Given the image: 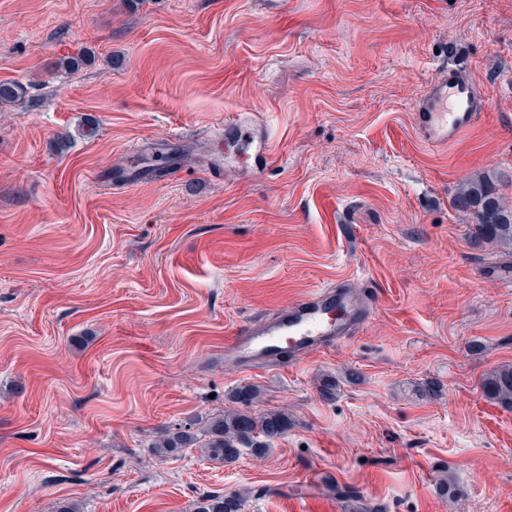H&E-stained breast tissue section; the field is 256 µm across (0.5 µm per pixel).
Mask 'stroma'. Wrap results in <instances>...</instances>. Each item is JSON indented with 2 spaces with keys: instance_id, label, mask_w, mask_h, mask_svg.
<instances>
[{
  "instance_id": "obj_1",
  "label": "stroma",
  "mask_w": 512,
  "mask_h": 512,
  "mask_svg": "<svg viewBox=\"0 0 512 512\" xmlns=\"http://www.w3.org/2000/svg\"><path fill=\"white\" fill-rule=\"evenodd\" d=\"M451 60L488 110L432 148L413 109ZM6 80L30 91L0 109V512H512V409L480 387L512 364V288L484 277L512 247L450 205L480 176L512 205V0H0ZM240 113L259 179L221 138ZM343 281L374 306L350 336L225 365L239 326ZM275 410L265 454L152 453ZM224 138L239 140L250 147L244 165L250 171L265 174L270 169L272 160L266 131L260 129L251 119L237 115L224 122ZM194 425L179 427L161 437L152 447L155 453L158 456H166L178 451L180 448H186L189 445L198 443L199 438L194 431ZM241 504L238 496L207 495L200 500L195 512H239Z\"/></svg>"
}]
</instances>
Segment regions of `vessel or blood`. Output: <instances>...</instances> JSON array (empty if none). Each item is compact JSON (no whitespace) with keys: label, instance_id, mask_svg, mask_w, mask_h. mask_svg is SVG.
Here are the masks:
<instances>
[{"label":"vessel or blood","instance_id":"b4317fda","mask_svg":"<svg viewBox=\"0 0 512 512\" xmlns=\"http://www.w3.org/2000/svg\"><path fill=\"white\" fill-rule=\"evenodd\" d=\"M488 107L476 84L450 65L442 66L414 107V123L433 146H444L473 126ZM224 136L246 144L250 171L267 173L272 160L266 133L238 115L225 121ZM373 307L351 284L323 287L287 304L265 320L239 329L227 346L226 362L240 367L283 366L285 358L332 346L364 325Z\"/></svg>","mask_w":512,"mask_h":512}]
</instances>
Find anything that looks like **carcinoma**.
<instances>
[{"label":"carcinoma","instance_id":"obj_1","mask_svg":"<svg viewBox=\"0 0 512 512\" xmlns=\"http://www.w3.org/2000/svg\"><path fill=\"white\" fill-rule=\"evenodd\" d=\"M27 93L28 87L19 81L0 82V107L22 101ZM452 206L468 213L476 224L473 245L512 246V208L504 205L489 178L472 181L453 197ZM481 390L489 402L512 408V365L504 364L486 373ZM287 428L288 413L283 411H270L260 417L231 412L207 423L202 448L211 460L231 462L243 448L256 453L265 450L268 442L282 436ZM197 442L194 426L179 427L156 441L154 450L157 455L166 456ZM240 509L239 497L214 494L203 497L196 512H240Z\"/></svg>","mask_w":512,"mask_h":512}]
</instances>
